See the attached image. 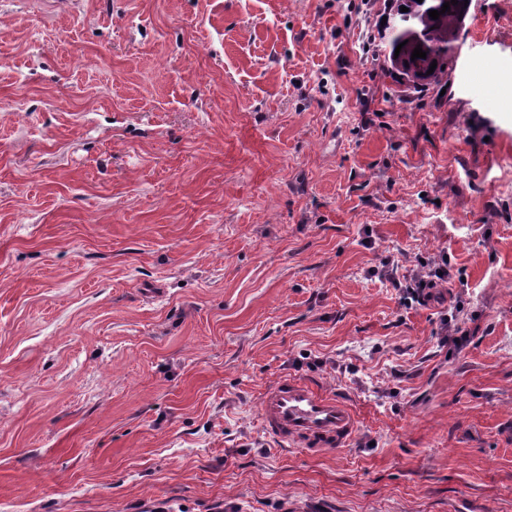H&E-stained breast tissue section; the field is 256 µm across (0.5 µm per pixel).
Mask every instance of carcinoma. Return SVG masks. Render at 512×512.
Wrapping results in <instances>:
<instances>
[{"label": "carcinoma", "instance_id": "cac0c4a2", "mask_svg": "<svg viewBox=\"0 0 512 512\" xmlns=\"http://www.w3.org/2000/svg\"><path fill=\"white\" fill-rule=\"evenodd\" d=\"M447 0H396L391 23L385 28L382 39L388 48L381 65L384 76L396 83L417 90L450 81L454 72L453 51L465 26L469 8L464 0L450 6V11L433 20L431 10H441ZM408 11H401V7ZM400 53H395L397 46ZM421 47L426 58L411 59L413 50ZM437 62L433 73H428L430 64Z\"/></svg>", "mask_w": 512, "mask_h": 512}]
</instances>
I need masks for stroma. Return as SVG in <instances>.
Returning <instances> with one entry per match:
<instances>
[{
  "mask_svg": "<svg viewBox=\"0 0 512 512\" xmlns=\"http://www.w3.org/2000/svg\"><path fill=\"white\" fill-rule=\"evenodd\" d=\"M388 7L0 0V512H512V0L422 93ZM283 375L347 450L272 445ZM421 270L410 278L409 284L402 286L399 281L396 288L402 289L403 299L412 303H427L434 298V291L443 284L448 283L450 271L448 269V258L442 256L438 260H421ZM258 415L266 436L278 447L309 456L347 448L358 426L344 395L328 391L311 379L288 376L265 390Z\"/></svg>",
  "mask_w": 512,
  "mask_h": 512,
  "instance_id": "stroma-1",
  "label": "stroma"
}]
</instances>
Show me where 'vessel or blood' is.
<instances>
[{"mask_svg": "<svg viewBox=\"0 0 512 512\" xmlns=\"http://www.w3.org/2000/svg\"><path fill=\"white\" fill-rule=\"evenodd\" d=\"M259 419L277 446L318 456L331 448H347L358 418L341 394L310 379L282 377L259 402Z\"/></svg>", "mask_w": 512, "mask_h": 512, "instance_id": "obj_1", "label": "vessel or blood"}]
</instances>
